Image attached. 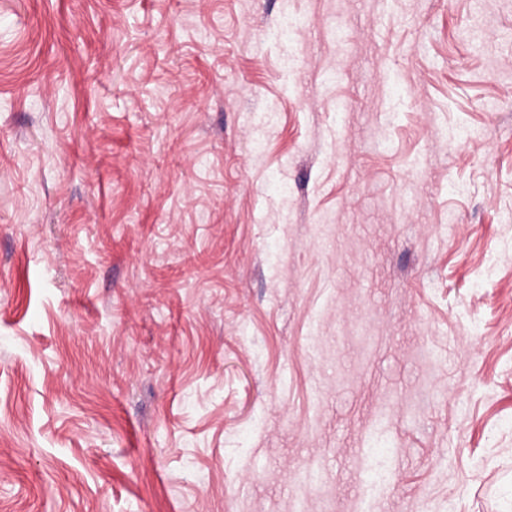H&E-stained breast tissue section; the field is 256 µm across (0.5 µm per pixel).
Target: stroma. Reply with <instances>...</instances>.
Wrapping results in <instances>:
<instances>
[{
    "label": "stroma",
    "instance_id": "stroma-1",
    "mask_svg": "<svg viewBox=\"0 0 512 512\" xmlns=\"http://www.w3.org/2000/svg\"><path fill=\"white\" fill-rule=\"evenodd\" d=\"M313 464L512 512V0H0V512Z\"/></svg>",
    "mask_w": 512,
    "mask_h": 512
}]
</instances>
